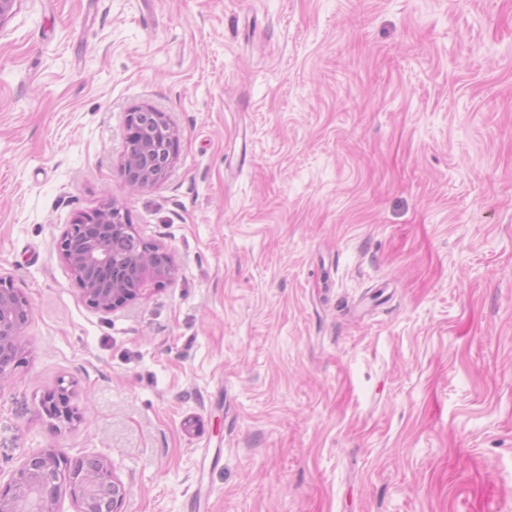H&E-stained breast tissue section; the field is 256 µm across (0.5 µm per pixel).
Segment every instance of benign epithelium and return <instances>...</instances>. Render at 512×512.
<instances>
[{"label": "benign epithelium", "mask_w": 512, "mask_h": 512, "mask_svg": "<svg viewBox=\"0 0 512 512\" xmlns=\"http://www.w3.org/2000/svg\"><path fill=\"white\" fill-rule=\"evenodd\" d=\"M128 143L124 175L130 185L147 188L163 182L175 164L180 133L166 113L150 106H134L125 117ZM58 251L76 280L82 299L92 308L116 310L149 281L162 284L174 279L176 266L164 248L143 239L126 213L112 202L77 215L66 225L58 242ZM135 270L134 286H129L125 273ZM27 309L32 318L30 299L17 290L11 281L0 277V312L10 311L15 304ZM40 406L51 419L71 425L82 420L77 408L69 405L64 387L45 395ZM61 459L53 449L33 454L14 474L9 486L0 490V507L37 484L36 475L43 473ZM89 471L72 469L77 483H112V512H119L125 496L124 486L116 479L112 464L105 459L87 461ZM41 504L37 512H56L58 493L47 486L39 488Z\"/></svg>", "instance_id": "1"}]
</instances>
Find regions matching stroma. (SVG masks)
Wrapping results in <instances>:
<instances>
[{"label": "stroma", "instance_id": "1", "mask_svg": "<svg viewBox=\"0 0 512 512\" xmlns=\"http://www.w3.org/2000/svg\"><path fill=\"white\" fill-rule=\"evenodd\" d=\"M136 105L181 134L140 191ZM107 201L177 268L113 312L56 247ZM0 276V486L55 448L121 512H512V0H14ZM16 303L25 306L28 311L25 322L10 333L15 336V343L20 346V336L32 318L33 306L30 299L17 290L11 281L0 277V312H9ZM40 406L46 416L68 425L82 420V414L78 409L69 405V395L62 386L45 395L40 401ZM83 461L77 467L72 469V478L77 483L93 484L96 482L109 481L112 482V487L106 488L101 492L96 488H91L88 493V500L90 501L92 512H119L125 496L124 486L116 479L112 464L105 459L96 458L88 460L87 466L92 469L90 471L79 472V467L84 464ZM112 489H113V503H112Z\"/></svg>", "mask_w": 512, "mask_h": 512}]
</instances>
